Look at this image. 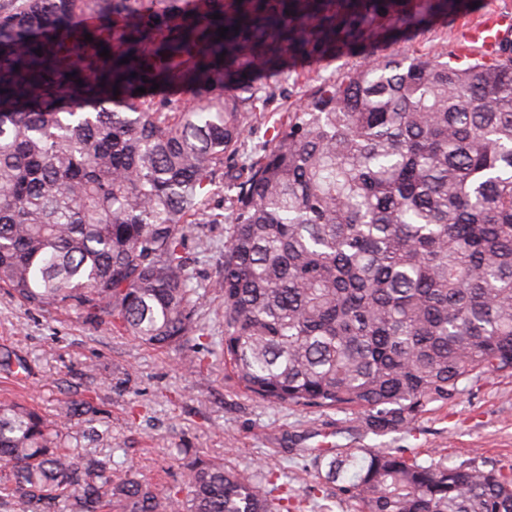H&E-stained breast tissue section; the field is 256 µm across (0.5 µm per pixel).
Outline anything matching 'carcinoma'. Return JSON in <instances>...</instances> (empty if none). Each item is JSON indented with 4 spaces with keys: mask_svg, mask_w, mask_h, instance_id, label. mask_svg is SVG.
Masks as SVG:
<instances>
[{
    "mask_svg": "<svg viewBox=\"0 0 512 512\" xmlns=\"http://www.w3.org/2000/svg\"><path fill=\"white\" fill-rule=\"evenodd\" d=\"M178 2L24 0L0 13V288L30 309L107 316L148 346L187 344L186 217L222 176L231 224L215 287L224 361L247 393L358 410L386 432L477 370H512V44L464 66L381 56L321 82L239 183L224 159L277 91L255 71L394 42L468 0ZM155 83L196 105L155 99ZM54 436V421L0 403L12 468L0 497L15 512L288 510L271 505L269 470L248 478L197 456L183 497ZM311 460L363 512H512V470L474 458L338 448Z\"/></svg>",
    "mask_w": 512,
    "mask_h": 512,
    "instance_id": "obj_1",
    "label": "carcinoma"
}]
</instances>
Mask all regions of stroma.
I'll list each match as a JSON object with an SVG mask.
<instances>
[{
    "instance_id": "obj_1",
    "label": "stroma",
    "mask_w": 512,
    "mask_h": 512,
    "mask_svg": "<svg viewBox=\"0 0 512 512\" xmlns=\"http://www.w3.org/2000/svg\"><path fill=\"white\" fill-rule=\"evenodd\" d=\"M456 38L452 17L413 29L380 55L431 56L448 52ZM370 55L357 48L315 62H289L274 77L279 96L258 102L244 149L230 161L235 174L298 111L322 81L358 68ZM224 183L211 188L204 213L185 242L199 293L193 320L208 335L204 367L182 366L184 347L139 344L113 329L91 324L74 311L34 310L0 289V357L22 363L20 373L0 370V402H18L57 423L59 442L72 453L111 455L138 477L168 487L181 483L177 448L231 463L244 475L273 469L301 512H359L339 501L331 486L305 466L303 448H402L427 461L458 463L479 456L512 469V371L477 372L448 403L429 405L404 429L378 433L362 414L269 404L242 390L224 363V299L213 285L224 269ZM90 401L95 414L63 417V402Z\"/></svg>"
}]
</instances>
